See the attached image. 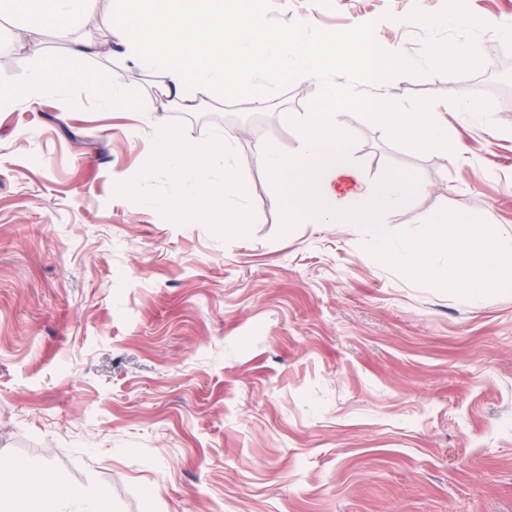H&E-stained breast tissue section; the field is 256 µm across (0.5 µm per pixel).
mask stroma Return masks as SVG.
<instances>
[{"instance_id":"stroma-1","label":"stroma","mask_w":512,"mask_h":512,"mask_svg":"<svg viewBox=\"0 0 512 512\" xmlns=\"http://www.w3.org/2000/svg\"><path fill=\"white\" fill-rule=\"evenodd\" d=\"M445 2L271 0V15L333 31L370 17L382 45L417 61L431 33L413 14ZM113 4L84 0L65 31L0 18V80L21 84L39 49L126 100L0 104V460L47 463L104 512H512V293L473 302L371 252L351 225L284 223L260 154L299 153L319 80L261 109L169 106L160 75L111 52ZM469 11L481 57L512 49V0ZM83 36L99 51L74 57ZM479 78L365 88L405 108L429 98L446 150L342 113L365 179L412 178L388 218L395 239L446 216L512 225V108L470 112L486 94L460 82ZM159 120L233 143L245 231L160 207L186 187L153 160Z\"/></svg>"}]
</instances>
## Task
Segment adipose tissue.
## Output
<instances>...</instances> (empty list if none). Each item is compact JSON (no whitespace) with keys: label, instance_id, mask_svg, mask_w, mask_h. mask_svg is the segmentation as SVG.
<instances>
[{"label":"adipose tissue","instance_id":"1","mask_svg":"<svg viewBox=\"0 0 512 512\" xmlns=\"http://www.w3.org/2000/svg\"><path fill=\"white\" fill-rule=\"evenodd\" d=\"M70 0H0V17L7 16L24 26H70L74 11ZM67 91L120 107L119 94L109 93L101 77L61 80L50 73L49 58H41L21 86L30 98ZM350 89L331 82L314 111L302 119L300 152L293 157L262 152V160L284 200L282 218L287 224H350L362 235L367 247L387 255L397 266L443 288H454L476 299L494 290L512 292V229L487 228L477 222L440 221L428 225L424 234L394 241L388 214L410 191L408 177L392 171L382 184L367 181L352 166L353 146L340 121L342 110L354 103ZM231 144L222 133H214L207 144L187 142L181 133L158 124L153 134V158L170 167L188 184L187 194L165 200L166 209L181 219L197 224H221L243 231L248 219L244 210L231 206L242 181L236 170L225 168L224 179L212 183L213 162L228 155ZM445 251L454 259L449 269L432 260ZM19 480L0 488V512H32L30 493L53 491L47 512H100L96 497L65 484L59 474L40 461L17 466Z\"/></svg>","mask_w":512,"mask_h":512}]
</instances>
